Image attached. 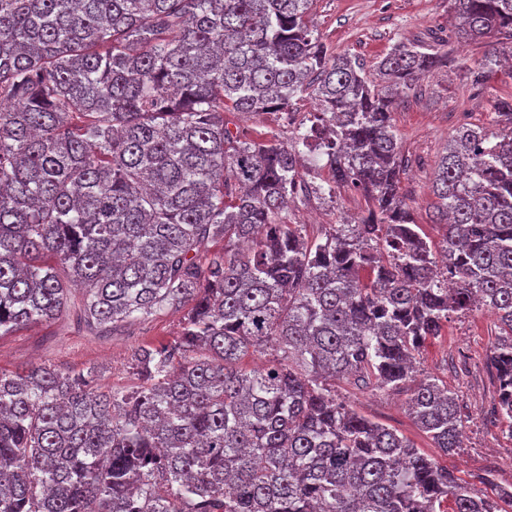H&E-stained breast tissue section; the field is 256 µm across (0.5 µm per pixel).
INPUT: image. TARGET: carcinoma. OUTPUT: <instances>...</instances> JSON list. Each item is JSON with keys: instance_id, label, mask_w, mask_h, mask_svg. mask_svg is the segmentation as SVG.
I'll return each instance as SVG.
<instances>
[{"instance_id": "1", "label": "carcinoma", "mask_w": 512, "mask_h": 512, "mask_svg": "<svg viewBox=\"0 0 512 512\" xmlns=\"http://www.w3.org/2000/svg\"><path fill=\"white\" fill-rule=\"evenodd\" d=\"M312 3L0 0V335L184 311L135 349L129 389L0 369V512H512L511 487L477 489L338 394L414 383L409 414L450 454L466 419L417 357L486 308L512 433V94L438 160L435 244L400 193L394 112L448 52L400 41L377 83L308 28ZM450 5L448 43L485 47L476 86L512 58V0ZM303 98L288 143L224 118ZM323 155L314 193L368 209L310 235L283 212Z\"/></svg>"}]
</instances>
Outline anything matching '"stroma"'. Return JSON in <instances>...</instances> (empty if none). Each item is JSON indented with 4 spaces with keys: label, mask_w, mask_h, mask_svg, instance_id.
Returning <instances> with one entry per match:
<instances>
[{
    "label": "stroma",
    "mask_w": 512,
    "mask_h": 512,
    "mask_svg": "<svg viewBox=\"0 0 512 512\" xmlns=\"http://www.w3.org/2000/svg\"><path fill=\"white\" fill-rule=\"evenodd\" d=\"M450 17L448 0H314L309 13L310 27L327 45L369 65L401 40H430L435 47L449 49L452 67L434 72L401 96L394 114L406 159L400 192L416 222L436 243L443 234L433 209L437 161L461 125L488 124L493 99L512 93V78L504 74L472 87L461 63L474 61L481 51L472 46L448 47ZM366 209L360 194L340 187L333 201H297L285 216L288 223L315 227L360 218ZM180 318V313L168 311L119 336H90L67 319L36 324L0 336V367L22 370L46 363L68 372L93 366L101 372L102 385L131 387L136 383L134 349L172 342ZM494 340V318L489 312L455 314L448 321L446 336L428 345L419 358L420 369L438 376L456 393L468 418L462 446L451 455L431 447L405 412V395L354 391L348 399L359 413L397 429L458 476L467 479L489 471L499 485H512V434L506 422L490 417L497 394L486 359Z\"/></svg>",
    "instance_id": "obj_1"
}]
</instances>
